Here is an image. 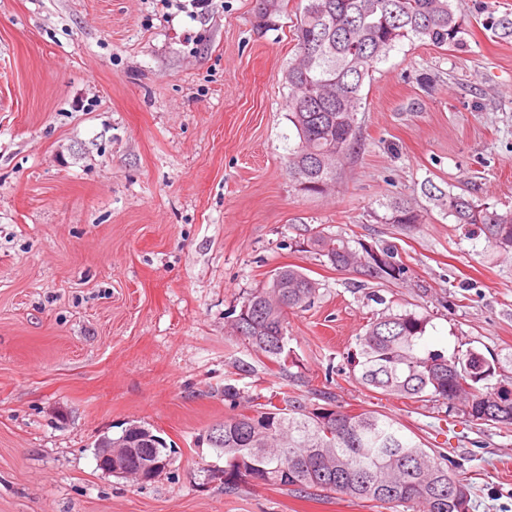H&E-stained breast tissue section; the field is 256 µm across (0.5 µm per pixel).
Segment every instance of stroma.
Listing matches in <instances>:
<instances>
[{"mask_svg":"<svg viewBox=\"0 0 512 512\" xmlns=\"http://www.w3.org/2000/svg\"><path fill=\"white\" fill-rule=\"evenodd\" d=\"M453 6L466 47L405 41L376 64L356 151L310 196L287 170L301 0L266 31L255 0H0V512H374L209 476L213 425L315 390L445 449L469 512H512V431L340 372L381 297L428 316L423 349H475L512 379V255L436 209L407 229L372 216L393 197L426 206L428 182L512 207V42L479 22L512 0ZM318 233L395 246L407 273L336 271L300 248ZM284 265L319 284L288 315L292 380L232 326ZM132 421L175 447L149 483L97 467V439Z\"/></svg>","mask_w":512,"mask_h":512,"instance_id":"stroma-1","label":"stroma"}]
</instances>
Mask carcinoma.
Instances as JSON below:
<instances>
[{
  "mask_svg": "<svg viewBox=\"0 0 512 512\" xmlns=\"http://www.w3.org/2000/svg\"><path fill=\"white\" fill-rule=\"evenodd\" d=\"M280 0H263L259 23L268 25L280 12ZM482 25L502 41L512 40V16L482 9ZM466 21L452 8V0H305L295 25L297 57L285 75L289 89L288 121L296 144L289 148L288 173L300 191L327 194L336 184L339 167L358 144L356 115L362 88L373 66L407 40L434 47L460 49L466 45ZM425 197L454 223L476 225L494 249L512 252V209L500 210L462 192L433 184ZM383 224L405 228L425 221L423 211L402 198L381 204ZM308 246L336 269L360 271L386 282L407 273L394 252L389 258L362 267L359 249L338 235H317ZM319 283L302 268H278L268 284L250 293L243 303L252 321L235 320L236 336L252 350L277 364L282 372L296 366L293 352L279 344L288 328V311L314 302ZM429 319L409 309L386 307L356 337L347 354L349 374L362 387L417 402H441L471 422L512 426V400L498 404L500 393L490 382L497 364H486L488 376L471 380L462 365L474 349L450 354L421 348ZM123 430L116 438L102 436L96 447L130 449L128 462L137 466L161 460L172 448L149 446L141 434ZM224 457V490L242 480L258 479L267 486L308 493L310 472H323L317 496L333 494L374 508L399 512H469L470 484L448 470V456L426 448L415 433L377 411L353 412L335 394L318 391L316 401L283 393L280 404L267 399L251 415L224 419V442L215 447Z\"/></svg>",
  "mask_w": 512,
  "mask_h": 512,
  "instance_id": "obj_1",
  "label": "carcinoma"
}]
</instances>
